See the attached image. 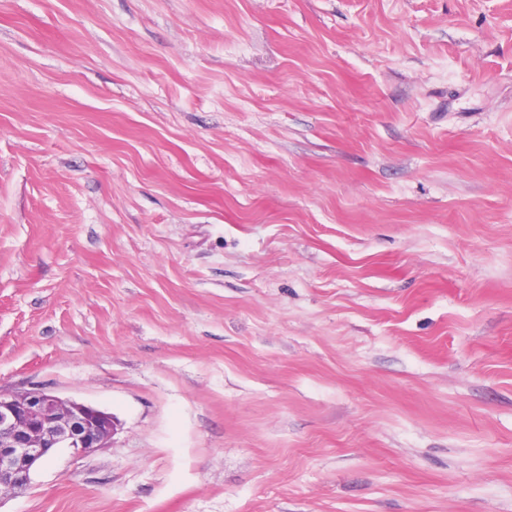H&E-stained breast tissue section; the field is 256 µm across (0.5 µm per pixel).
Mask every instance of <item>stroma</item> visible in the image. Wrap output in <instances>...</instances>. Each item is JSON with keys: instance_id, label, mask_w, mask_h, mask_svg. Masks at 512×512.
<instances>
[{"instance_id": "stroma-1", "label": "stroma", "mask_w": 512, "mask_h": 512, "mask_svg": "<svg viewBox=\"0 0 512 512\" xmlns=\"http://www.w3.org/2000/svg\"><path fill=\"white\" fill-rule=\"evenodd\" d=\"M34 388L0 512H512V0H0ZM114 415L44 389L0 393V495L18 494L57 453L88 455L111 445Z\"/></svg>"}]
</instances>
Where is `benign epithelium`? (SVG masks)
<instances>
[{
	"label": "benign epithelium",
	"mask_w": 512,
	"mask_h": 512,
	"mask_svg": "<svg viewBox=\"0 0 512 512\" xmlns=\"http://www.w3.org/2000/svg\"><path fill=\"white\" fill-rule=\"evenodd\" d=\"M114 415L44 389L0 393V495L18 494L57 453L88 455L111 445Z\"/></svg>",
	"instance_id": "7a95c632"
}]
</instances>
